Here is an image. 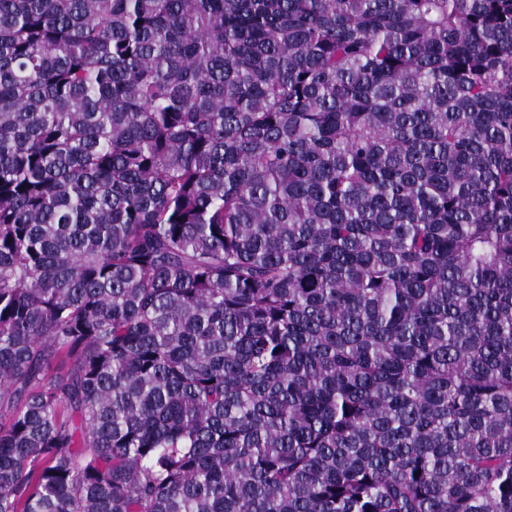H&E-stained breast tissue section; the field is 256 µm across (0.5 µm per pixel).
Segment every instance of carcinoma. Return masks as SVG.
Returning <instances> with one entry per match:
<instances>
[{
    "mask_svg": "<svg viewBox=\"0 0 512 512\" xmlns=\"http://www.w3.org/2000/svg\"><path fill=\"white\" fill-rule=\"evenodd\" d=\"M0 512H512V0H0Z\"/></svg>",
    "mask_w": 512,
    "mask_h": 512,
    "instance_id": "obj_1",
    "label": "carcinoma"
}]
</instances>
